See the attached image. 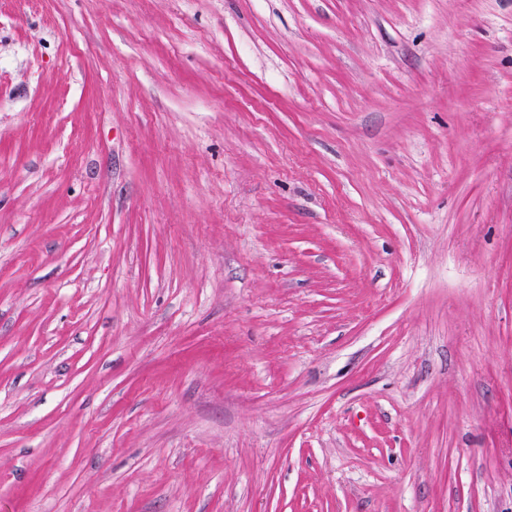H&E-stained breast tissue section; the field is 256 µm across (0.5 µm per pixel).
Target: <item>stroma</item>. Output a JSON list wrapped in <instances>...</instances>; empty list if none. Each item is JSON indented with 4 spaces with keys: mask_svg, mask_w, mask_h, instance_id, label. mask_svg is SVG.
<instances>
[{
    "mask_svg": "<svg viewBox=\"0 0 512 512\" xmlns=\"http://www.w3.org/2000/svg\"><path fill=\"white\" fill-rule=\"evenodd\" d=\"M0 512H512V0H0Z\"/></svg>",
    "mask_w": 512,
    "mask_h": 512,
    "instance_id": "obj_1",
    "label": "stroma"
}]
</instances>
